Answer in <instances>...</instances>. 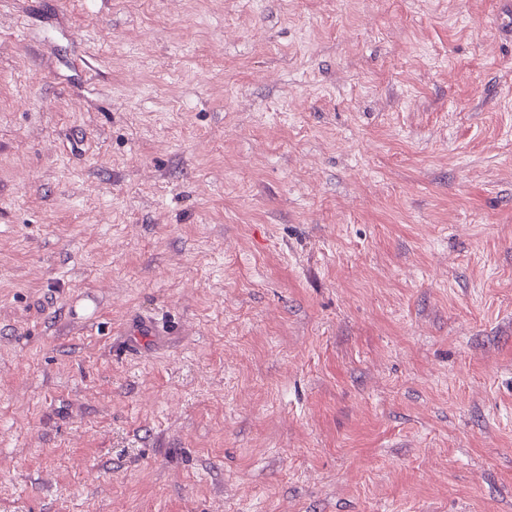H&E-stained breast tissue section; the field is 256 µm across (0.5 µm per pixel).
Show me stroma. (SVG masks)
<instances>
[{"label": "stroma", "mask_w": 512, "mask_h": 512, "mask_svg": "<svg viewBox=\"0 0 512 512\" xmlns=\"http://www.w3.org/2000/svg\"><path fill=\"white\" fill-rule=\"evenodd\" d=\"M0 512H512L503 0H0Z\"/></svg>", "instance_id": "35a3bbf8"}]
</instances>
